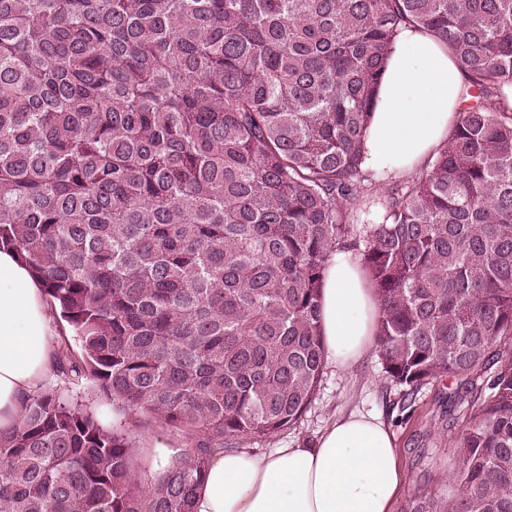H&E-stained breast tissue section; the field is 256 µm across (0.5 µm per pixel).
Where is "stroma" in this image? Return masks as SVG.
<instances>
[{
    "mask_svg": "<svg viewBox=\"0 0 512 512\" xmlns=\"http://www.w3.org/2000/svg\"><path fill=\"white\" fill-rule=\"evenodd\" d=\"M448 382L433 381L404 407L399 389L387 385L376 350L347 369L326 365L319 390L307 410L288 431L264 441L245 444L246 452L268 453L314 441L334 419L352 413H371L384 421L398 450L405 480L393 512H406L410 500L422 496L438 512H449L451 479L458 468L457 441L474 413L467 405L448 406Z\"/></svg>",
    "mask_w": 512,
    "mask_h": 512,
    "instance_id": "35a3bbf8",
    "label": "stroma"
}]
</instances>
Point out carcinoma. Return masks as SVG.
Instances as JSON below:
<instances>
[{
    "mask_svg": "<svg viewBox=\"0 0 512 512\" xmlns=\"http://www.w3.org/2000/svg\"><path fill=\"white\" fill-rule=\"evenodd\" d=\"M471 86L446 142L378 192L362 137L398 28ZM512 0H0V248L88 379L0 433V512H194L210 458L293 427L325 368L320 291L353 250L405 398L478 405L452 512H512ZM381 217L369 222L370 214ZM180 437L147 477L134 429ZM61 386L62 390L64 388V394H68L70 398H74L75 401L78 400L81 402L83 408L87 407V410L94 414V416L106 427H112V424L115 422H126V417L122 411H119L112 402L100 396V393L96 389L86 388V389H78V388H69V392L65 389V383L57 380L55 377L54 380L50 381L45 387ZM44 387V388H45ZM42 388V389H44ZM41 389V390H42ZM39 390V391H41ZM38 391V392H39Z\"/></svg>",
    "mask_w": 512,
    "mask_h": 512,
    "instance_id": "obj_1",
    "label": "carcinoma"
}]
</instances>
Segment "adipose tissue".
<instances>
[{
	"instance_id": "ef3b65f1",
	"label": "adipose tissue",
	"mask_w": 512,
	"mask_h": 512,
	"mask_svg": "<svg viewBox=\"0 0 512 512\" xmlns=\"http://www.w3.org/2000/svg\"><path fill=\"white\" fill-rule=\"evenodd\" d=\"M447 48L432 35L400 28L389 51L363 138L362 167L384 182L425 164L444 144L468 102ZM379 305L359 264L338 252L320 300L328 362L357 363L375 344ZM51 309L40 280L13 249L0 250V433L55 373ZM404 489L398 451L377 416L331 422L310 444L265 455L215 454L194 512H393Z\"/></svg>"
}]
</instances>
